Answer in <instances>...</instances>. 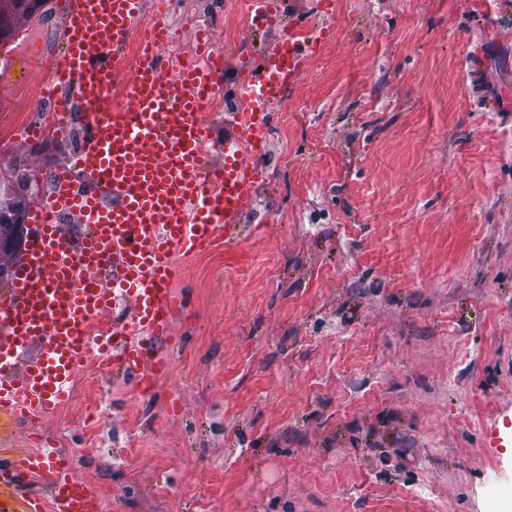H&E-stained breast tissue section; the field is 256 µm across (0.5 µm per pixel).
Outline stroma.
Here are the masks:
<instances>
[{
	"label": "stroma",
	"mask_w": 512,
	"mask_h": 512,
	"mask_svg": "<svg viewBox=\"0 0 512 512\" xmlns=\"http://www.w3.org/2000/svg\"><path fill=\"white\" fill-rule=\"evenodd\" d=\"M258 65L290 23L334 31L267 132L229 242L182 259L191 309L153 396L127 380L37 428L110 512H512V0H185ZM57 13L20 20L0 160L50 195L74 140L11 133ZM107 402L100 424L86 410Z\"/></svg>",
	"instance_id": "1"
}]
</instances>
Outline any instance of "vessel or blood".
I'll use <instances>...</instances> for the list:
<instances>
[{
  "mask_svg": "<svg viewBox=\"0 0 512 512\" xmlns=\"http://www.w3.org/2000/svg\"><path fill=\"white\" fill-rule=\"evenodd\" d=\"M60 49L48 66L65 93L39 102L50 130L77 131L48 202L34 210L23 250L0 289V414L34 424L66 399L77 374L107 366L151 396L169 373L161 349L185 302L177 255L204 251L241 223L261 181L266 131L332 26H294L262 70L238 74L224 162L204 151L202 108L224 95L223 62L172 66L158 49L166 12L143 0H59ZM144 49L119 68L132 33ZM125 83V104L110 92ZM112 314L108 335L94 330ZM47 495L27 490L32 476ZM0 512H104L55 448L0 451Z\"/></svg>",
  "mask_w": 512,
  "mask_h": 512,
  "instance_id": "b4317fda",
  "label": "vessel or blood"
}]
</instances>
